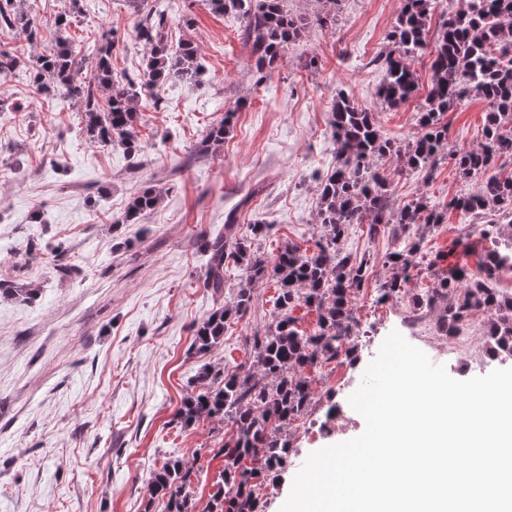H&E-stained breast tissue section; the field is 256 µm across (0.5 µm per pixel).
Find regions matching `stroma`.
Returning <instances> with one entry per match:
<instances>
[{
    "label": "stroma",
    "mask_w": 512,
    "mask_h": 512,
    "mask_svg": "<svg viewBox=\"0 0 512 512\" xmlns=\"http://www.w3.org/2000/svg\"><path fill=\"white\" fill-rule=\"evenodd\" d=\"M36 34L0 30V45L18 48L23 63L0 81V282L32 291L0 292V512H164L151 500L149 477L169 457L193 465L192 489L206 503L224 469L223 425L203 418L175 421L192 378L206 364H246L251 338L277 315L274 282L257 285L250 312L230 322L224 342L196 352L194 329L220 300L203 285L207 242L223 234L228 213L245 234L260 219L265 235L252 248L272 255L285 243L307 249L318 234L317 186L336 166L330 137L338 93L374 112L397 141L420 132L419 112L431 79L417 64L419 90L397 108L376 96L383 73L373 60L386 51L397 0H337L336 22H314L323 0H288L305 25L283 63L257 72L242 40V21L211 12L205 0H177L165 18L171 44L199 48L194 83L171 82L157 107L142 109L141 151L102 148L82 132L83 105L56 111L36 94L29 62L64 35L82 52V68L111 39L112 81L136 77L147 57L128 0H22ZM69 24L57 32L58 15ZM233 128L223 145L194 149L225 111ZM485 103L469 98L447 112L448 140L468 149L481 141ZM393 199L446 203L471 193L447 160L431 176L380 161ZM151 186L162 203L141 223L122 221L132 196ZM345 250L368 259V289L354 302L361 336L354 365L308 370L315 398L301 423L287 429L292 455L270 484L265 512H280L310 453L353 439L365 421L348 403L391 331L409 309L400 298L379 300L389 270V235L369 238L354 225ZM489 238L461 224L458 212L427 231L409 285L419 293L441 273L489 249ZM340 406L345 430L327 427L329 403Z\"/></svg>",
    "instance_id": "35a3bbf8"
}]
</instances>
